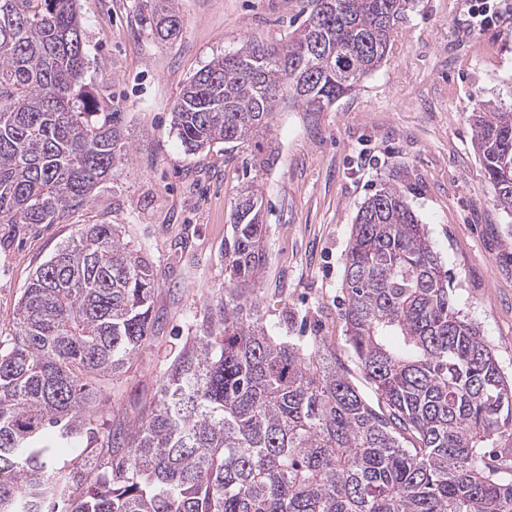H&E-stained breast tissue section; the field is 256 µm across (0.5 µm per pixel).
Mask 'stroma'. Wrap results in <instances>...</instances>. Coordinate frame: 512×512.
Here are the masks:
<instances>
[{
  "mask_svg": "<svg viewBox=\"0 0 512 512\" xmlns=\"http://www.w3.org/2000/svg\"><path fill=\"white\" fill-rule=\"evenodd\" d=\"M180 31L156 38L145 0H77L84 81L110 94L129 150L122 170L51 224H0V339L31 276L86 224H120L158 269L152 339L120 379L101 384L98 434L136 418L209 305L224 295V230L256 157L217 144L192 154L172 125L182 89L246 42L284 45L310 0H174ZM473 0H416L381 66L321 112L280 101L276 160L263 175L267 265L257 285L273 336L332 340L364 399L376 403L340 317L344 258L361 203L397 185L448 272L453 303L512 377V217L494 203L469 107L512 105V0L482 35L463 25Z\"/></svg>",
  "mask_w": 512,
  "mask_h": 512,
  "instance_id": "stroma-1",
  "label": "stroma"
}]
</instances>
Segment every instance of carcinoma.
Here are the masks:
<instances>
[{"mask_svg": "<svg viewBox=\"0 0 512 512\" xmlns=\"http://www.w3.org/2000/svg\"><path fill=\"white\" fill-rule=\"evenodd\" d=\"M311 0L279 47L249 42L195 73L172 123L191 153L271 145L283 98L321 112L388 55L414 0ZM161 39L173 0H152ZM76 0H0V223L52 224L127 160L120 112L85 87ZM512 215V110L471 112ZM224 232V299L164 369L158 400L96 443L100 383L152 339L158 271L119 224H89L34 272L0 343V512H512V379L453 306L403 192L358 208L341 319L369 404L325 339L272 336L262 181ZM69 449L63 458L59 449Z\"/></svg>", "mask_w": 512, "mask_h": 512, "instance_id": "cac0c4a2", "label": "carcinoma"}]
</instances>
